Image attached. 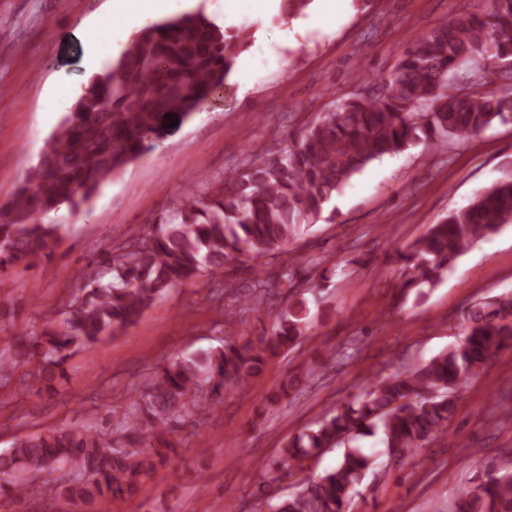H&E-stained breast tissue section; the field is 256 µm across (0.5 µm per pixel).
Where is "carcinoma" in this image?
Returning a JSON list of instances; mask_svg holds the SVG:
<instances>
[{
    "label": "carcinoma",
    "mask_w": 512,
    "mask_h": 512,
    "mask_svg": "<svg viewBox=\"0 0 512 512\" xmlns=\"http://www.w3.org/2000/svg\"><path fill=\"white\" fill-rule=\"evenodd\" d=\"M251 40L229 31L204 12L148 25L136 32L106 73L89 79L61 127L44 145L11 199L0 204V278L20 262L50 258L66 225L44 221L65 207L77 214L105 181L148 150V139L169 122L203 111ZM512 57V0H491L483 14L460 13L407 47L390 73L365 82L354 98L324 113L283 150L256 152L224 176L211 192L174 203L166 216L138 229L102 261L104 283L89 279L27 340L0 337V388L18 370L39 389L56 391L76 352L135 325L165 290L203 277L218 278L243 312L264 305L267 280L247 288L233 278L242 258L268 254L280 260L276 278L298 287L302 257L290 244L316 223L326 205L357 174L385 155L419 139L461 144L494 123L512 118V91L484 88L471 75V89L454 86L469 61ZM512 224V179L497 183L448 213L427 234L392 258L404 277L402 289L425 295L448 268L478 242ZM466 336L458 344L407 371L370 380L346 402L293 436L274 461L254 469L272 487L295 476L299 489L273 494L267 512H352L358 487L375 466V455L356 445L381 435L384 453L400 462L418 455L447 431L459 390L480 376L490 359L512 343V294L472 304L463 315ZM310 328L306 304L298 302L270 328L217 349L156 366L139 394L119 416L112 434L96 426H62L17 438L0 453V495L24 499L37 477L63 468L60 496L73 512H101L104 504L136 494L175 452L172 416L188 405L209 410L225 389L241 392L260 377L268 361L297 345ZM312 370L285 375L267 406L308 388ZM341 449L335 467L305 475V461ZM454 512H512V476L484 474L455 503Z\"/></svg>",
    "instance_id": "carcinoma-1"
}]
</instances>
